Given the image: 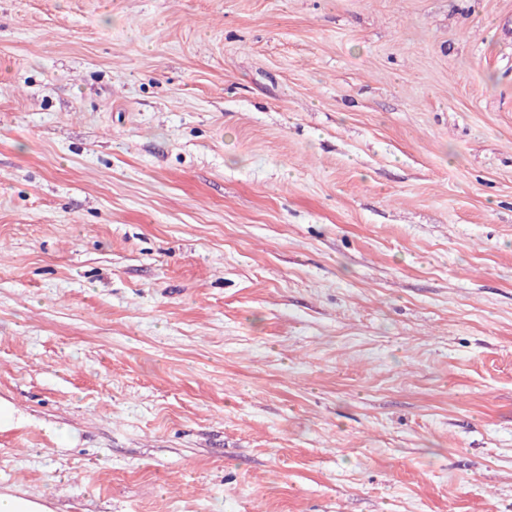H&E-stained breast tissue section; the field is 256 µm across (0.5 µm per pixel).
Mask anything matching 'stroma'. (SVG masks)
Returning <instances> with one entry per match:
<instances>
[{
    "label": "stroma",
    "mask_w": 512,
    "mask_h": 512,
    "mask_svg": "<svg viewBox=\"0 0 512 512\" xmlns=\"http://www.w3.org/2000/svg\"><path fill=\"white\" fill-rule=\"evenodd\" d=\"M0 494L512 512V0H0Z\"/></svg>",
    "instance_id": "obj_1"
}]
</instances>
